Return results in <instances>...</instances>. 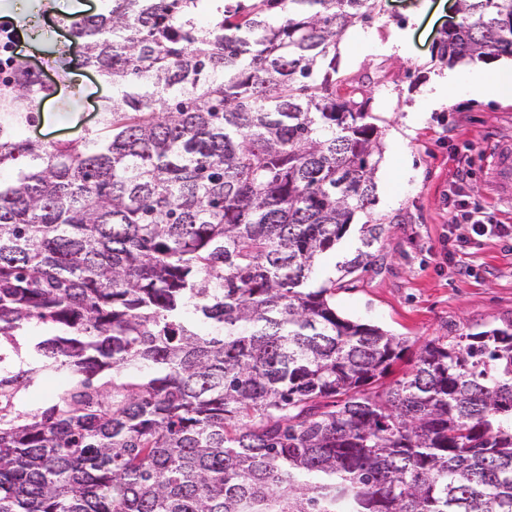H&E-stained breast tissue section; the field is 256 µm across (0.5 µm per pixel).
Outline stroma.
<instances>
[{"label":"stroma","instance_id":"35a3bbf8","mask_svg":"<svg viewBox=\"0 0 512 512\" xmlns=\"http://www.w3.org/2000/svg\"><path fill=\"white\" fill-rule=\"evenodd\" d=\"M421 0H381L372 20L350 27L353 52H339L336 77L362 83L381 129L382 158L376 171L377 202L371 215L385 218L386 232L369 250L363 268L341 276L338 266L361 246L356 215L348 233L320 264L321 279L332 278V301L347 318L376 324L407 340L411 350L438 337L462 336L512 322V103L495 95L458 94L432 109L424 96L447 73L432 55L454 9L421 10ZM54 12L37 19V39H22L29 61L66 43L55 30V12H70L69 0H55ZM405 34L407 51L391 44ZM367 43H359V36ZM78 84L59 86L46 99L41 119L29 129L43 141L69 140L97 120L96 108L111 93L98 75L76 68ZM491 212L501 235L459 247L448 215L453 199Z\"/></svg>","mask_w":512,"mask_h":512}]
</instances>
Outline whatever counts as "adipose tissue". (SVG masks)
I'll use <instances>...</instances> for the list:
<instances>
[{"label":"adipose tissue","instance_id":"ef3b65f1","mask_svg":"<svg viewBox=\"0 0 512 512\" xmlns=\"http://www.w3.org/2000/svg\"><path fill=\"white\" fill-rule=\"evenodd\" d=\"M462 90L474 97L491 90L500 100L512 103V59L504 61L491 72H472L464 84L459 83L452 73L438 79L427 96V103L433 108L441 107Z\"/></svg>","mask_w":512,"mask_h":512}]
</instances>
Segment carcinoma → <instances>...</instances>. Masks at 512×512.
Segmentation results:
<instances>
[{"instance_id":"1","label":"carcinoma","mask_w":512,"mask_h":512,"mask_svg":"<svg viewBox=\"0 0 512 512\" xmlns=\"http://www.w3.org/2000/svg\"><path fill=\"white\" fill-rule=\"evenodd\" d=\"M378 2L61 15L112 87L75 142L28 138L55 90L0 73V512H512V322L378 392L405 341L316 276L376 202V116L336 50ZM457 11L439 62L512 56V0Z\"/></svg>"}]
</instances>
